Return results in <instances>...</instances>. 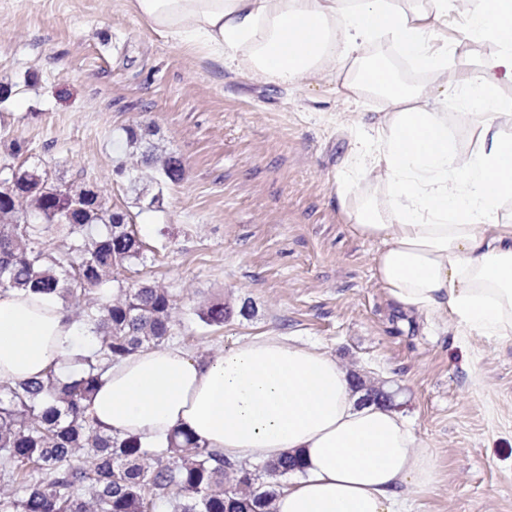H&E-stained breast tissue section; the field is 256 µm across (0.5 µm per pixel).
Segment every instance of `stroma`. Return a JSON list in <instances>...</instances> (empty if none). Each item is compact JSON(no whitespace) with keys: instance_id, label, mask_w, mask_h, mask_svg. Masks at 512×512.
<instances>
[{"instance_id":"stroma-1","label":"stroma","mask_w":512,"mask_h":512,"mask_svg":"<svg viewBox=\"0 0 512 512\" xmlns=\"http://www.w3.org/2000/svg\"><path fill=\"white\" fill-rule=\"evenodd\" d=\"M464 17L452 2L439 27L452 88L474 64L455 61ZM0 82L15 90L0 103V158L20 143L21 161L53 182L93 184L130 213L146 251L125 278L173 289L168 345L211 357L277 334L325 351L391 392L434 451L440 480L408 495V512H512V339L396 306L375 275L378 243L340 207L339 188L365 191L371 171L353 146L378 125L382 100L347 99L330 74L281 86L216 71L123 0H0ZM427 108L447 112L456 154L477 148L483 126L469 108L432 89ZM137 124L184 166L157 208L116 172ZM216 302L230 317L204 325L198 311Z\"/></svg>"}]
</instances>
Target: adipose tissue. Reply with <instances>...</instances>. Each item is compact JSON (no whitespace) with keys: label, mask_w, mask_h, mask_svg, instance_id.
<instances>
[{"label":"adipose tissue","mask_w":512,"mask_h":512,"mask_svg":"<svg viewBox=\"0 0 512 512\" xmlns=\"http://www.w3.org/2000/svg\"><path fill=\"white\" fill-rule=\"evenodd\" d=\"M165 41L220 68L288 85L343 65L338 93L374 94L392 104L367 154L383 194L341 196L359 236L379 242L376 275L407 310H439L471 331L512 337V140L455 155L448 115L429 111L421 87L402 82L364 44L387 40L416 68L440 77L447 50H433L448 0H125ZM489 37L500 54L480 60L457 92L484 125L512 109L498 97L512 81V0H481L463 30ZM62 299L16 289L0 294V381L73 370L94 346ZM104 432L162 448L179 428L230 460L299 456L304 470L273 512H403L406 493L439 481L431 449L420 447L396 410L362 401L327 353L285 336H253L203 360L180 347L142 349L115 363L86 403Z\"/></svg>","instance_id":"ef3b65f1"}]
</instances>
